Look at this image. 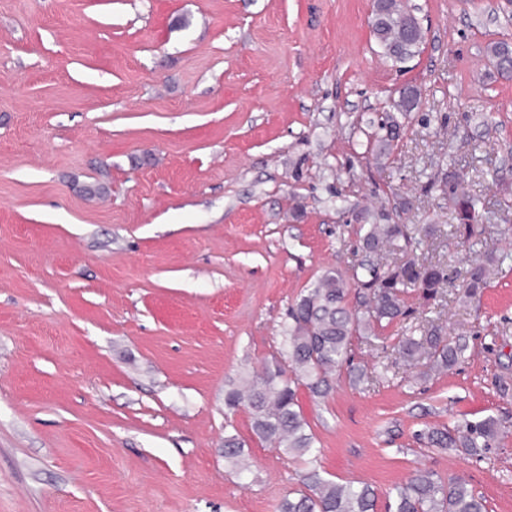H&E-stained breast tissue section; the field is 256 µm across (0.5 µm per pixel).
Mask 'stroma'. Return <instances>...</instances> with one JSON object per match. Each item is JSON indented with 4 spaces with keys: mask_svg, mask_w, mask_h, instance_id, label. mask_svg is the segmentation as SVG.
<instances>
[{
    "mask_svg": "<svg viewBox=\"0 0 512 512\" xmlns=\"http://www.w3.org/2000/svg\"><path fill=\"white\" fill-rule=\"evenodd\" d=\"M407 3L426 37L395 66L372 0H0V512H275L301 465L224 390L279 355L324 270L361 259L356 216L380 199L435 230L394 259L442 261L448 282L354 339L367 381L300 390L319 464L380 494L428 468L512 512V75L489 54L512 0ZM405 84L421 104L376 161ZM437 171L492 199L482 236L458 244ZM492 249L510 261L465 298ZM418 324L464 337V358L424 377L397 352ZM487 416L507 433L474 455L414 438ZM488 275V270L483 261L472 264L467 272V277L462 282V288H465V296L475 297L484 288H487ZM224 465L238 475L251 472L244 443L236 435L230 434L224 437Z\"/></svg>",
    "mask_w": 512,
    "mask_h": 512,
    "instance_id": "obj_1",
    "label": "stroma"
}]
</instances>
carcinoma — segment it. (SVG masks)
I'll use <instances>...</instances> for the list:
<instances>
[{"label": "carcinoma", "instance_id": "cac0c4a2", "mask_svg": "<svg viewBox=\"0 0 512 512\" xmlns=\"http://www.w3.org/2000/svg\"><path fill=\"white\" fill-rule=\"evenodd\" d=\"M373 37L386 58L403 64L424 42L421 25L405 0H383L378 5ZM512 46L504 41L490 48L494 67L506 71L504 59ZM417 89L395 102L396 115L388 116L386 135L378 138L373 152L387 156L398 136L400 120L418 107ZM439 188L443 198L451 202L455 214V233L466 243L484 233L479 224V210L488 201L459 192L457 175L442 174ZM359 244L362 258L343 273L325 270L314 285L288 308L282 325L284 335L281 358L248 372L224 392V406L249 410L252 430L261 440L305 465L300 488L289 493L278 505L277 512H378V494L366 483L340 484L325 477L317 468L321 449L304 417L298 401L299 387H305L316 400H326L334 391L336 372L346 366L354 381L366 377L364 369L353 365V337L377 336V330L408 314L405 295L419 290L432 299L447 281L445 267L439 262L410 259L404 262H381L383 251L398 242L412 243L411 229L406 224L391 222L385 205L361 213ZM488 286V270L484 263L471 265L462 282L465 296L472 298ZM356 288L363 310L349 309L351 288ZM468 350L463 338L450 340L437 326L407 336L400 344V355L408 362L426 359L429 369L446 371ZM502 431L500 421L492 416L466 420L450 428L426 427L416 434L426 447L438 451L462 450L475 454L494 444ZM224 465L238 475L251 472L244 443L235 435L224 436ZM386 512H486L482 497L467 483L444 479L436 472L417 468L408 480L387 493Z\"/></svg>", "mask_w": 512, "mask_h": 512}]
</instances>
